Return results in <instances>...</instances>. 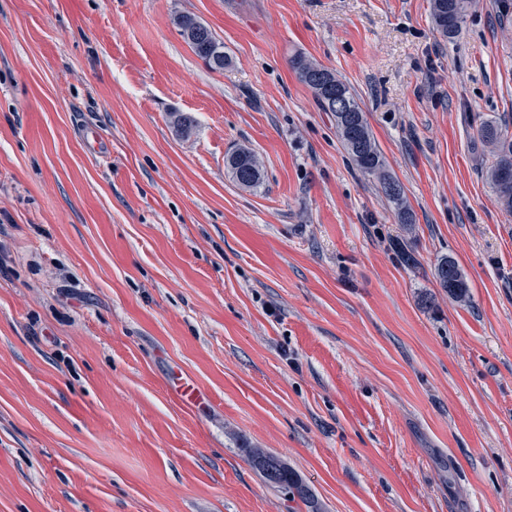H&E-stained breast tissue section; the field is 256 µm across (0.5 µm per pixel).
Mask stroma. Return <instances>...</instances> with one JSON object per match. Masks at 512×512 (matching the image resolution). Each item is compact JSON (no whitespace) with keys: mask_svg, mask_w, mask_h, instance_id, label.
Masks as SVG:
<instances>
[{"mask_svg":"<svg viewBox=\"0 0 512 512\" xmlns=\"http://www.w3.org/2000/svg\"><path fill=\"white\" fill-rule=\"evenodd\" d=\"M297 52L357 96L410 221ZM487 121L512 127V0L453 39L431 0H0V512H309L252 448L321 512H512ZM175 23L180 35L192 51L203 59L212 69L224 70L230 64L224 54V44L219 41L213 31L190 14L179 15ZM199 25L198 28L194 24ZM255 159L257 164L249 166V160ZM225 167L233 180L242 187L255 189L263 183L261 164L253 151L241 148L227 156ZM448 271L450 274H448ZM448 276L456 280L455 288L448 285ZM436 277L441 288L448 292V295L458 301H466L469 297L468 284L464 275L454 260L450 258L441 259L436 266ZM252 459L261 470L267 483L288 491L293 496L297 495L312 512H319L312 495L303 486L298 476L288 468L278 457L274 455H262L253 453Z\"/></svg>","mask_w":512,"mask_h":512,"instance_id":"35a3bbf8","label":"stroma"}]
</instances>
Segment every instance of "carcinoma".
<instances>
[{"instance_id": "1", "label": "carcinoma", "mask_w": 512, "mask_h": 512, "mask_svg": "<svg viewBox=\"0 0 512 512\" xmlns=\"http://www.w3.org/2000/svg\"><path fill=\"white\" fill-rule=\"evenodd\" d=\"M473 6L474 0H431V15L436 30L446 38H454ZM175 23L192 51L212 69L222 70L230 64L229 58L224 54V43L217 39L210 28L198 23L194 16L182 14L176 18ZM290 66L298 78L314 91L323 111L333 116L336 135L356 167L363 173L376 177L385 197L401 218L409 219L403 187L387 173L384 158L371 133L364 110L349 86L333 71L301 52L291 56ZM318 70L323 72L333 87L340 89L344 108L336 109L330 104L325 92L315 82V73ZM480 132L483 140L493 147L497 156L489 172L496 202L503 210L512 213V134L507 128L492 121L484 123ZM252 158H256L253 151L241 148L232 152L225 160V167L233 180L248 189L258 188L263 183L261 164L249 165ZM436 277L449 296L463 302L468 299V284L454 260L448 257L441 259L436 266ZM252 459L267 483L298 496L312 508V512H319L312 495L298 476L278 457L254 453Z\"/></svg>"}]
</instances>
